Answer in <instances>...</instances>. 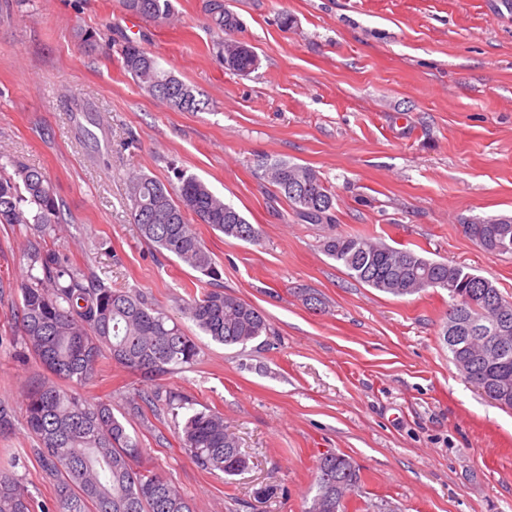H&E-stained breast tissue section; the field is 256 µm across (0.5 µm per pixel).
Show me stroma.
<instances>
[{
	"label": "stroma",
	"instance_id": "obj_1",
	"mask_svg": "<svg viewBox=\"0 0 512 512\" xmlns=\"http://www.w3.org/2000/svg\"><path fill=\"white\" fill-rule=\"evenodd\" d=\"M172 4L156 22L123 0H0V152L50 177L59 248L164 309L204 285L141 238L126 199L132 173L166 184L178 168L198 175L260 225L254 244L197 231L221 286L263 311L273 335L243 348L199 336L194 366L162 380L222 412L249 466L197 468L172 419L131 410L140 379L111 360L85 395L111 401L143 461L196 512H301L328 451L360 468L356 512H512V410L453 364L447 290L384 294L322 250L355 231L463 267L512 301V254L485 252L464 229L512 215V0H224L241 23L235 38L258 56L246 74L217 62L205 0ZM128 39L205 110L175 111L141 89L122 67ZM265 156L316 170L336 194L335 223L298 219L262 178ZM33 238L29 225L0 224L2 336ZM40 373L0 347V399L21 404ZM35 445L16 418L0 436V467L21 459L18 474L48 500Z\"/></svg>",
	"mask_w": 512,
	"mask_h": 512
}]
</instances>
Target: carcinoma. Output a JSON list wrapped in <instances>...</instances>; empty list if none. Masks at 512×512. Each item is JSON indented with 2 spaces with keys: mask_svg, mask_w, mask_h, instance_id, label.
Segmentation results:
<instances>
[{
  "mask_svg": "<svg viewBox=\"0 0 512 512\" xmlns=\"http://www.w3.org/2000/svg\"><path fill=\"white\" fill-rule=\"evenodd\" d=\"M127 11L152 20L173 14L172 0H124ZM212 25L219 32L240 28L221 0H207ZM239 41H220L218 57L228 69L248 73L255 55L238 50ZM126 72L153 96L181 112H200L203 100L172 73L161 69L133 41L121 46ZM0 224H30L39 242L29 245L27 272L20 283V304L13 313L11 335L0 345L21 344L20 362L31 359L47 372L30 386L23 400L25 423L36 438L34 453L43 470L55 481V495L39 501L17 473L0 469V512H195L188 499L162 472L142 463V448L112 404L91 402L82 390L101 360L136 374L152 386L138 391L132 410L156 412L163 407L181 419L180 447L202 470L236 475L248 467L238 439L216 410L193 409V400L156 384L160 377L195 364L200 348L178 318L157 306L142 291L109 288L92 273L77 266L67 252L46 243L62 223L60 204L45 174L18 158H7L0 168ZM262 177L276 187L296 216L309 224L335 222L334 194L313 169L266 157ZM178 185L167 186L146 174L128 185L133 223L148 243L170 253L211 281L221 278L212 252L189 224V216L228 238L256 242L259 226L249 223L224 197L193 174L176 171ZM469 236L489 254L512 253V216L475 217L466 224ZM323 252L343 266L350 277L396 297L411 296L433 284L467 299H452L460 313L479 321L489 306L504 301L490 280L433 261L414 250H399L359 233L326 238ZM178 311L213 341L245 347L270 335L267 316L258 308L222 288H209L177 305ZM452 359H466L465 379L483 390L499 406L512 409V350L493 358L483 338L474 336ZM15 426V407L0 400V435ZM360 468L348 455L322 454L313 486L301 512H348L349 497L360 492Z\"/></svg>",
  "mask_w": 512,
  "mask_h": 512,
  "instance_id": "cac0c4a2",
  "label": "carcinoma"
}]
</instances>
